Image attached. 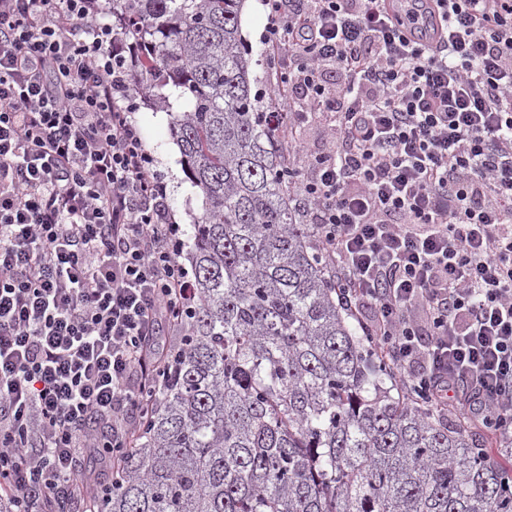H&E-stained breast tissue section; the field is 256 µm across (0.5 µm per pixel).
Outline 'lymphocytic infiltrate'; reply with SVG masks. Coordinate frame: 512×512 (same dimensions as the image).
I'll list each match as a JSON object with an SVG mask.
<instances>
[{"label":"lymphocytic infiltrate","mask_w":512,"mask_h":512,"mask_svg":"<svg viewBox=\"0 0 512 512\" xmlns=\"http://www.w3.org/2000/svg\"><path fill=\"white\" fill-rule=\"evenodd\" d=\"M262 4L340 301L418 403L512 443V0ZM125 64L95 0H0V512L93 491L76 462L134 441L198 302Z\"/></svg>","instance_id":"obj_1"}]
</instances>
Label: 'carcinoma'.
I'll use <instances>...</instances> for the list:
<instances>
[{
    "label": "carcinoma",
    "instance_id": "1",
    "mask_svg": "<svg viewBox=\"0 0 512 512\" xmlns=\"http://www.w3.org/2000/svg\"><path fill=\"white\" fill-rule=\"evenodd\" d=\"M110 2L201 198L199 301L95 510L512 512V465L405 398L339 302L252 92L246 0Z\"/></svg>",
    "mask_w": 512,
    "mask_h": 512
}]
</instances>
